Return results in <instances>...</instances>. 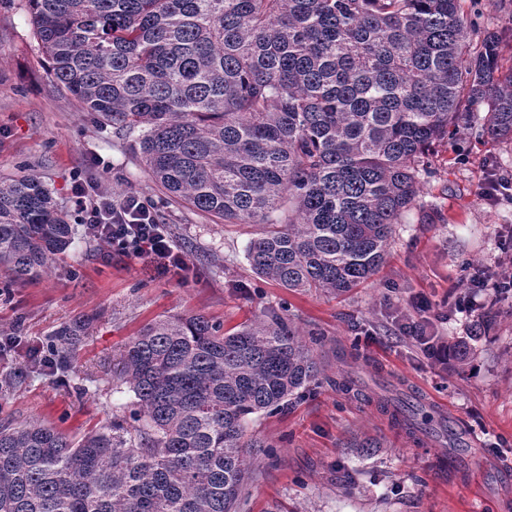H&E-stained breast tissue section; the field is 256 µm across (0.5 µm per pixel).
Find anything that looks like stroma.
Segmentation results:
<instances>
[{"label":"stroma","mask_w":512,"mask_h":512,"mask_svg":"<svg viewBox=\"0 0 512 512\" xmlns=\"http://www.w3.org/2000/svg\"><path fill=\"white\" fill-rule=\"evenodd\" d=\"M133 134L99 126L55 88L29 22L27 0H0V178L29 171L68 212L73 242L52 275L14 282L0 273V422L33 419L72 436L111 426L134 397L118 378L121 354L147 322L203 314L225 328L278 316L322 338L317 381L281 412L247 427L261 440L239 512H512V302L477 292L458 313L471 265L495 269L512 203L482 197L489 170L512 178V144L436 145L415 205L396 225L385 264L350 293L291 292L258 278L246 248L256 224H227L172 201L145 172ZM117 200L157 205L188 268L159 274L90 239L72 199L74 177ZM427 296L432 307L413 303ZM91 317L65 367L36 368L49 334ZM432 334L471 340L465 370L441 368L403 319ZM349 352L356 390L337 391L336 357ZM396 395L430 420L409 434L380 403Z\"/></svg>","instance_id":"35a3bbf8"}]
</instances>
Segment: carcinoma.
I'll return each instance as SVG.
<instances>
[{
	"label": "carcinoma",
	"mask_w": 512,
	"mask_h": 512,
	"mask_svg": "<svg viewBox=\"0 0 512 512\" xmlns=\"http://www.w3.org/2000/svg\"><path fill=\"white\" fill-rule=\"evenodd\" d=\"M53 84L118 130L170 196L259 224L253 273L347 292L385 260L424 160L481 122L512 143L505 30L474 39L466 0H28ZM73 229L34 174L0 179V269H56ZM91 321L51 333L66 358ZM281 317L233 332L160 316L126 346L131 421L74 439L0 422V512H236L254 415L288 405L319 368Z\"/></svg>",
	"instance_id": "cac0c4a2"
}]
</instances>
